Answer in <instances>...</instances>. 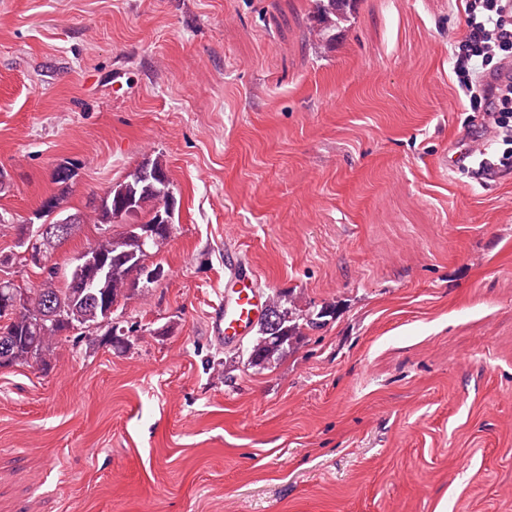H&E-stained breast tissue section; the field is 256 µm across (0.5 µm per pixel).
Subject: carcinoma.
<instances>
[{
  "label": "carcinoma",
  "instance_id": "1",
  "mask_svg": "<svg viewBox=\"0 0 512 512\" xmlns=\"http://www.w3.org/2000/svg\"><path fill=\"white\" fill-rule=\"evenodd\" d=\"M347 2L317 0L313 30L323 35L336 27L337 21L345 18ZM53 181L59 186L58 192L37 210L43 221L63 210L69 188L66 179L55 177ZM170 198V181L159 157L142 162L105 191L94 209L95 223L116 224L128 217L124 209L137 215L149 205L148 219L140 223V234L146 235V241L128 229L118 235L103 232L87 247V256L102 261V267L85 286L74 270L62 277L57 267L47 268L42 286L26 294L20 311H0V342L7 345L10 365L46 366L47 357L70 332L92 335V330L100 329L104 310L131 298L140 287H148L143 271L150 251L159 250L170 236L158 220V212L169 205ZM268 307L271 319L261 318L247 348L248 364L258 370L271 367L305 340L308 332L323 326V313L287 307L280 295L272 296Z\"/></svg>",
  "mask_w": 512,
  "mask_h": 512
}]
</instances>
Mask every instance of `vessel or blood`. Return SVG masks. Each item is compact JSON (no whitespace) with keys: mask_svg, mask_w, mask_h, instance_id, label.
I'll use <instances>...</instances> for the list:
<instances>
[{"mask_svg":"<svg viewBox=\"0 0 512 512\" xmlns=\"http://www.w3.org/2000/svg\"><path fill=\"white\" fill-rule=\"evenodd\" d=\"M232 282L231 295L211 322L215 339L226 344L236 343L250 335L266 306L252 278L236 276Z\"/></svg>","mask_w":512,"mask_h":512,"instance_id":"vessel-or-blood-1","label":"vessel or blood"}]
</instances>
